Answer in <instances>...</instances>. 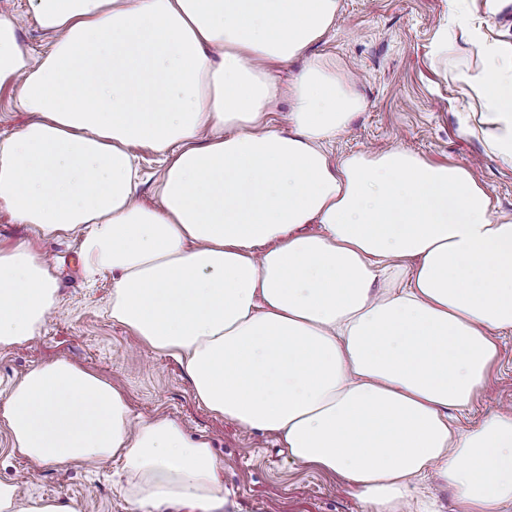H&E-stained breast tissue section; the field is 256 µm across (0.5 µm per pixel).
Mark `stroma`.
Here are the masks:
<instances>
[{"instance_id": "1", "label": "stroma", "mask_w": 512, "mask_h": 512, "mask_svg": "<svg viewBox=\"0 0 512 512\" xmlns=\"http://www.w3.org/2000/svg\"><path fill=\"white\" fill-rule=\"evenodd\" d=\"M0 14L21 19L19 41L28 51L48 50L50 40L29 13L28 0H0ZM448 21V0H340L336 23L313 52L334 54L358 78L365 108L338 138V153L400 147L436 162L470 168L499 211L512 214V161L490 153L478 130L483 108L461 78L481 65L464 38L435 44ZM54 267L59 303L38 340L22 349H0V404L12 382L28 369L66 357L122 386L134 413L165 414L193 439L211 440L224 465V512H367L358 498L339 493L333 478L288 461L275 435L245 431L211 413L191 392L184 367L174 358L138 345L113 323L112 275L87 278L79 239L39 242ZM499 361L470 410L451 420L469 426L512 401V333L500 336ZM122 468L40 469L10 455L0 428V481H22L28 493L80 506L82 512H129L113 479Z\"/></svg>"}]
</instances>
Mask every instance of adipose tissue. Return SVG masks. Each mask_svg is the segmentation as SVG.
<instances>
[{"label": "adipose tissue", "instance_id": "1", "mask_svg": "<svg viewBox=\"0 0 512 512\" xmlns=\"http://www.w3.org/2000/svg\"><path fill=\"white\" fill-rule=\"evenodd\" d=\"M448 0L480 54L464 81L489 150L512 160V45ZM53 39L24 49L0 14V89L31 119L0 138V207L41 238L77 236L113 273L112 320L183 363L196 401L337 477L370 512L512 507V409L465 431L512 331V218L467 167L403 148L330 157L364 102L329 53L307 56L339 0H29ZM304 65L280 86L269 67ZM288 97L286 128L272 107ZM162 156L159 203L134 197ZM316 225L313 233L305 225ZM58 302L27 240L0 245V348L38 338ZM12 454L42 467L121 460L131 512H223L206 439L134 415L74 362L32 367L0 405ZM0 512H80L0 482ZM164 167L162 158L153 153L140 154L137 162L138 178L136 195L145 203L157 205L158 200L154 196V184Z\"/></svg>", "mask_w": 512, "mask_h": 512}]
</instances>
